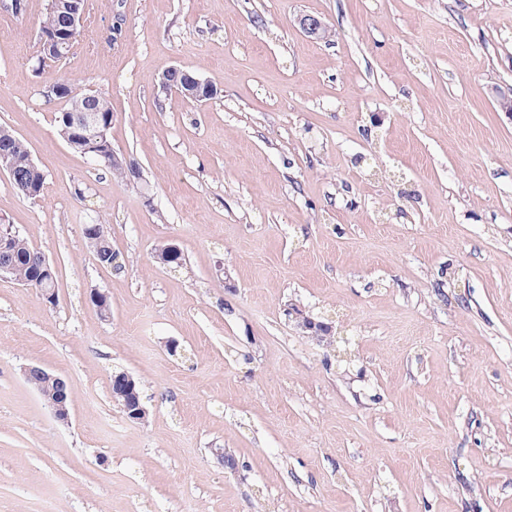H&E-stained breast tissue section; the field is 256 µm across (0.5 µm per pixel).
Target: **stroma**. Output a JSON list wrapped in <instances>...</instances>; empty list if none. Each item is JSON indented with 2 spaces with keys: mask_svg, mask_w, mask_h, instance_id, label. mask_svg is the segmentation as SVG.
Here are the masks:
<instances>
[{
  "mask_svg": "<svg viewBox=\"0 0 512 512\" xmlns=\"http://www.w3.org/2000/svg\"><path fill=\"white\" fill-rule=\"evenodd\" d=\"M45 6L0 8V127L45 176L0 173V224L56 273L51 302L0 276V512H512V0H86L54 70ZM172 66L216 97L160 92ZM58 79L139 178L66 145ZM96 109L102 114L105 125H106V143H108V150L106 148H102L104 150V154L95 159L101 166L105 169L110 170L113 176L126 179L129 175L127 169L122 165H116L112 161H119L115 152L112 151V139L110 136V130L112 128V110L110 108L109 102L107 98L99 93L98 98L93 101ZM85 228L89 236L94 238L100 246L98 250L95 246H91L95 259L103 266H112V244L105 225L88 224ZM92 238H89V240ZM24 376L26 381L31 384L36 390H38L43 396L46 404L53 412L55 418L60 421H66L69 418V409L65 406V397L68 395V386L66 381L40 366H29L24 371ZM38 379L45 380L46 382H54L57 389L58 394L54 396L46 394L41 386L35 385ZM128 373L121 372L112 376L111 391L113 399L120 405L125 416L132 421H143L147 411L143 406L138 382ZM135 386L136 391L135 392Z\"/></svg>",
  "mask_w": 512,
  "mask_h": 512,
  "instance_id": "obj_1",
  "label": "stroma"
}]
</instances>
